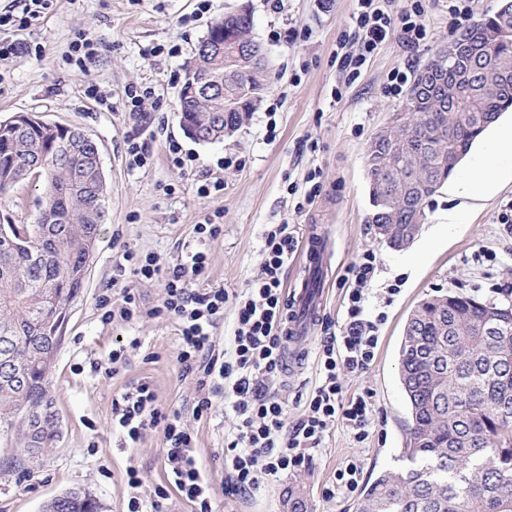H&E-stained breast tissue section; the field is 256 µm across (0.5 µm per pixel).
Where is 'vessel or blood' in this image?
I'll use <instances>...</instances> for the list:
<instances>
[{"label": "vessel or blood", "mask_w": 512, "mask_h": 512, "mask_svg": "<svg viewBox=\"0 0 512 512\" xmlns=\"http://www.w3.org/2000/svg\"><path fill=\"white\" fill-rule=\"evenodd\" d=\"M326 248L324 240L308 237L304 247L308 278L294 291V304L283 326V334L289 345H297L307 335L316 318L322 299L320 273Z\"/></svg>", "instance_id": "b4317fda"}]
</instances>
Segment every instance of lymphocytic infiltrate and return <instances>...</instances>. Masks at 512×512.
Wrapping results in <instances>:
<instances>
[{
	"instance_id": "obj_1",
	"label": "lymphocytic infiltrate",
	"mask_w": 512,
	"mask_h": 512,
	"mask_svg": "<svg viewBox=\"0 0 512 512\" xmlns=\"http://www.w3.org/2000/svg\"><path fill=\"white\" fill-rule=\"evenodd\" d=\"M351 34V52L339 53L338 66L347 82H354L368 56L391 39L410 49L427 38L425 8L413 0L409 9L395 14L381 0H358ZM295 225L272 224L263 236L264 262L260 273L241 290L190 288L206 269L208 255L199 250L168 267L154 256L135 259L134 276L161 277L164 293L158 313L176 320L180 332L177 360L183 376L192 379L196 397L192 414L210 413L217 396H233L235 423L224 439V468L229 475L228 495L247 494L285 474L309 468L326 433L338 425L357 442L370 436L372 405L368 395H348L347 374L366 372L374 363L379 327L384 313L369 305L378 270L374 251H364L347 269L351 286L345 315L338 329L327 330L318 352L319 374L303 415L289 421L286 405L273 380L283 367L282 328L288 311L284 275L297 253ZM233 303L236 327L230 353L217 352L214 333L224 318V306ZM113 413L128 438L138 441L150 425L164 422V464L167 486L156 491L167 499L176 491L192 512H212L209 482L202 471L195 436L183 422L181 410L162 411L149 383L138 384L113 402Z\"/></svg>"
}]
</instances>
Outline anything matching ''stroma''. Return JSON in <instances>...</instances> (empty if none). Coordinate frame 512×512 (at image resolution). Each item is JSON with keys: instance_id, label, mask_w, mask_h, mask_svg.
<instances>
[{"instance_id": "1", "label": "stroma", "mask_w": 512, "mask_h": 512, "mask_svg": "<svg viewBox=\"0 0 512 512\" xmlns=\"http://www.w3.org/2000/svg\"><path fill=\"white\" fill-rule=\"evenodd\" d=\"M197 14L198 0H52L41 18L19 32L40 54H20L0 61V121L31 113L53 123L83 130L100 149L107 180V220L100 229L95 256L80 295L70 305L62 331L49 392L58 414V436L51 448L28 458L16 430L0 431V512H41L44 502L71 489L92 495L102 512H126L131 494L151 504L164 480L163 423L130 441L113 418L112 402L150 381L162 408L184 409L196 437L199 460L210 485L214 512H288V497L303 493L309 512H356L358 493L323 490L335 485L336 472L353 457L362 466V483L402 465L410 420L399 380V348L408 316L420 300L456 292L483 302L512 303V233L498 216L512 200V180L469 198L440 190L424 205L425 220L415 241L394 250L377 236L366 218L371 210L365 163L367 146L404 96L384 87L393 72L420 70L460 33L441 0H425L427 43L410 50L398 40L381 45L368 58L359 78L341 88L334 62L337 42L357 10V0H288L287 11L273 13L265 0H210ZM244 7L253 16V36L266 53L261 103L241 127L224 140L202 143L181 128L177 96L184 67L206 36L209 23L225 8ZM86 35L99 45L87 71L67 59L69 44ZM96 84L108 98L99 105L83 94ZM151 87L143 112L126 111L128 86ZM276 105L275 116L266 108ZM512 138V112L505 113L463 160L454 176L464 185L476 164L507 169L512 157L490 145ZM175 140L193 155L191 169L172 166L165 145ZM148 144L153 158L131 165L130 143ZM245 160L244 168H220L219 159ZM317 172L321 190L303 211H296ZM220 181L224 188L200 193L202 184ZM46 180L31 177L0 197V219L16 224L35 221L45 201ZM455 213L458 228L447 231L443 218ZM212 221L223 227L214 240H199L193 225ZM295 224L299 236L316 231L328 236L325 301L318 322L301 342L303 356L278 385L289 420L305 410L318 378V348L326 323H341L348 288L346 270L366 250L379 260L373 305H385L376 360L362 374L345 377L348 394H370L374 426L365 442L343 428L327 433L309 470L281 476L254 494L226 493L224 436L232 427L224 401L215 398L211 413L195 419L190 411L195 387L181 375L176 360L180 342L176 322L149 316L131 323L103 322L97 300L111 285H133L140 302L159 306L162 283L139 280L125 254L154 255L160 266L187 253L207 251L209 264L197 288H244L261 269L263 233L270 224ZM402 280L399 295L385 303V289ZM137 347H130V340ZM124 348L125 361L113 369L112 351ZM136 468L142 479L131 490L125 472Z\"/></svg>"}]
</instances>
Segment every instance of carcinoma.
<instances>
[{"label": "carcinoma", "instance_id": "cac0c4a2", "mask_svg": "<svg viewBox=\"0 0 512 512\" xmlns=\"http://www.w3.org/2000/svg\"><path fill=\"white\" fill-rule=\"evenodd\" d=\"M251 14L224 21V101L216 109L240 124L248 98L260 88L251 71L265 69V54L252 37ZM456 56L438 51L422 70L462 77L458 110L423 109L408 92L402 112L411 153L388 158L371 139L366 151L371 212L368 223L391 225L386 244L401 250L403 231L424 220V202L453 175L474 143L512 110V0L477 18L459 36ZM183 125L209 123L224 139V124L196 104L178 99ZM90 141L81 130L43 135L34 127L0 129V194L31 175H43L47 202L70 197V223L0 224V361L10 353L27 368L20 390L0 377V424L12 426L30 409L55 414L48 396L52 367L38 353L59 343L41 335L40 322L76 298L90 253L88 224L106 218L107 182L98 173ZM491 303L458 293L421 300L410 313L399 352L400 380L411 419L403 454L407 466L380 473L367 484L357 512H512V309L505 328L481 336ZM41 512H100L88 493L72 489Z\"/></svg>", "mask_w": 512, "mask_h": 512}]
</instances>
